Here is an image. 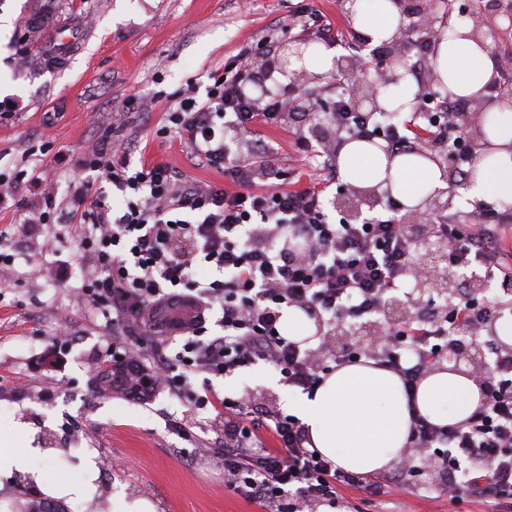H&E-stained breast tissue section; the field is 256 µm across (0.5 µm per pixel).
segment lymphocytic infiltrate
<instances>
[{
    "mask_svg": "<svg viewBox=\"0 0 512 512\" xmlns=\"http://www.w3.org/2000/svg\"><path fill=\"white\" fill-rule=\"evenodd\" d=\"M250 52L241 47L205 97L188 86L168 113L169 122L187 135L194 157L222 172L225 184L182 180L166 162L130 171L129 159L114 158L104 143L83 160V170L122 194L117 206L99 188L71 201L81 249L98 262L84 293L95 307L113 312V328L126 335L146 306L176 299L182 286L193 291L196 316L175 352L157 351L156 385L197 407L223 410L224 483L263 512H317L325 502L342 507L343 490L378 497L412 488L418 476L426 489L447 496L450 512L483 501L512 512V356L497 353L492 373L480 382L483 403L467 421L440 426L414 415L410 445L419 454L388 475L336 467L310 448L309 433L294 415L194 390L192 375L227 377L264 362L289 387L310 395L331 372L367 359L398 375L410 393L464 343L494 350V340L482 339L481 331L504 306H512V251L501 246L512 216L486 207L478 220L442 215L430 229L446 243L450 265L484 268L487 280L499 285L498 300L465 292L426 316L389 323L381 344L354 342L325 356L282 336L278 324L286 307L314 312L332 327L382 315L387 295L412 277L417 242L412 229L399 223L392 199L360 220L333 223L325 211L324 185L297 181L285 187L273 163L242 159L228 132L252 133L253 152L267 153L257 131L278 124L291 104L275 78V54L257 65ZM462 109L459 102L435 97L411 121L382 124L372 113L353 111L340 87L329 114L339 141L317 150L300 135L296 144L328 161L332 175L331 161L350 138L378 135L388 150L405 152L418 137L430 136L454 152L459 177L474 161L453 122ZM283 230L290 244L279 249L273 235ZM215 304L222 316L219 333L211 336L206 313Z\"/></svg>",
    "mask_w": 512,
    "mask_h": 512,
    "instance_id": "obj_1",
    "label": "lymphocytic infiltrate"
}]
</instances>
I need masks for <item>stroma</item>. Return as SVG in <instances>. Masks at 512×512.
I'll return each instance as SVG.
<instances>
[{"instance_id":"obj_1","label":"stroma","mask_w":512,"mask_h":512,"mask_svg":"<svg viewBox=\"0 0 512 512\" xmlns=\"http://www.w3.org/2000/svg\"><path fill=\"white\" fill-rule=\"evenodd\" d=\"M304 7L325 15L339 54L356 56L376 80V57L341 0H0V84L11 87L0 92V430L25 424L21 449L48 480L78 482L85 461L95 463L93 500H65L68 512H112L119 495L148 499L157 512H261L224 485L223 413L166 389L146 402L93 393L92 373L112 352V318L83 293L93 268L64 211L83 158L105 140L130 155L132 169L165 161L185 179L223 182L165 112L187 82L209 85L241 46L261 59L272 46L315 44L292 20ZM43 13L51 18L44 36L26 37L23 21ZM264 140L277 167L312 173L316 162L298 153L291 122L266 129ZM37 207L60 221L28 223ZM51 348L59 366L40 369ZM192 382L294 411L288 385L263 363ZM366 512H448V502L402 490Z\"/></svg>"}]
</instances>
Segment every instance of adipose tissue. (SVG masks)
Wrapping results in <instances>:
<instances>
[{"label":"adipose tissue","instance_id":"adipose-tissue-1","mask_svg":"<svg viewBox=\"0 0 512 512\" xmlns=\"http://www.w3.org/2000/svg\"><path fill=\"white\" fill-rule=\"evenodd\" d=\"M350 10L355 28L375 45L389 42L403 21L395 0H353ZM471 30L467 21L457 22L436 49L435 70L455 98L474 97L498 68L494 52L473 40ZM483 127L493 148L477 160L466 196L501 208L512 206V109L490 107ZM339 167L344 182L389 190L408 209L448 187L431 160L411 152L390 159L380 144L366 140L345 144ZM481 399L480 387L472 378L441 370L421 381L416 405L430 422L448 425L466 421ZM295 407L309 428L314 448L346 471H384L409 444L411 417L403 382L396 374L370 364H349L332 372L313 396L297 397ZM26 434L21 426L0 433V473L23 468L40 485L45 481L44 472L32 467L27 455L17 448Z\"/></svg>","mask_w":512,"mask_h":512}]
</instances>
